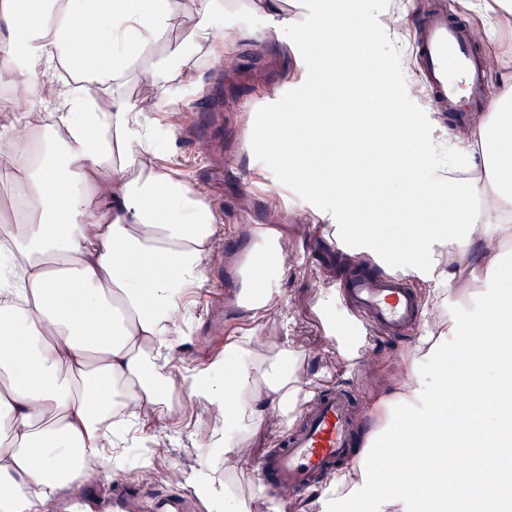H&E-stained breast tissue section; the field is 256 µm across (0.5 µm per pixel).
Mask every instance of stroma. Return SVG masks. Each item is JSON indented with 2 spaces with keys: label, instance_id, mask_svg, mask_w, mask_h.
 <instances>
[{
  "label": "stroma",
  "instance_id": "stroma-1",
  "mask_svg": "<svg viewBox=\"0 0 512 512\" xmlns=\"http://www.w3.org/2000/svg\"><path fill=\"white\" fill-rule=\"evenodd\" d=\"M386 30L367 57L373 67L391 72L389 83L369 89L374 99L396 101L399 112L414 113L421 119L415 149L434 148L440 162L451 159L455 150L456 128L445 124L442 113L434 111L421 84L412 33L426 13L445 9L470 29L485 31L488 17L464 9L461 0H385ZM288 26L255 15L242 22L225 20L224 32L236 40L233 56L220 73L199 67L173 92L181 112V125L172 137L161 143L167 166L187 182L209 181L212 169L223 167L224 185L217 196L221 233L244 235L247 227L237 221L240 211L254 208L256 193L276 192L288 210L277 225L267 226L268 234L286 237L290 246L305 248L306 258H293L283 274L279 306L263 318H252L249 311H234V304L246 300L240 292L244 262L224 259L209 267L203 286L191 289L194 322L188 336L177 346L175 360L190 369H203L224 352V340L253 331L263 332L276 341L293 339L301 354L299 370L315 380L317 389L330 386L354 387V419L359 438H367L376 423L369 416L370 405L389 394L400 379V358L412 352L419 333L427 332L430 317H423L418 332L399 340H389L348 309L336 291L328 286L335 272L349 273V255L344 243L345 225L358 223L357 215L340 216L338 224L322 220L325 198L304 184L281 182L274 165L261 150L258 133L246 128L242 115L255 113L258 124H279L291 117L295 100L307 94L306 86L291 77L292 43L309 19L289 4ZM477 55H493L496 63L488 70L492 85L512 78V26L502 25L496 42L481 41ZM207 92L208 110L203 130H193L191 103L197 93ZM210 141L209 157L198 153L199 141ZM213 412L199 403L188 404L180 423L161 418L146 428L142 441L164 438L167 446L153 459L149 476L136 473L137 466L123 460L107 472L102 489L131 481L146 499L190 495L186 512H206L195 483L169 480L170 469L189 475L202 471L209 453L198 439L200 429L212 427ZM284 427L263 425L234 470V491L248 499L258 493L251 471L252 463L264 449L273 447Z\"/></svg>",
  "mask_w": 512,
  "mask_h": 512
}]
</instances>
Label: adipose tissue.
I'll return each instance as SVG.
<instances>
[{
    "instance_id": "ef3b65f1",
    "label": "adipose tissue",
    "mask_w": 512,
    "mask_h": 512,
    "mask_svg": "<svg viewBox=\"0 0 512 512\" xmlns=\"http://www.w3.org/2000/svg\"><path fill=\"white\" fill-rule=\"evenodd\" d=\"M300 6L315 19L300 38L321 52L295 56L293 70L331 93L345 85L352 114L339 120L313 97L297 100L289 137L269 127L261 138L269 159L285 180L314 184L331 219L363 212L391 182L418 186L393 223L353 227L357 253L411 256L410 270L431 286L427 304L436 316L434 334L419 337L395 390L371 406L377 428L365 446L443 452L442 469L404 480L444 485L457 472L453 451L465 442L473 403L461 393L449 407V387L489 382L484 419L493 448L470 463L495 490L499 450L512 446L504 429L512 414V317L505 314L512 290L498 282L485 291V327L465 354L449 346L438 311L440 289L466 294L481 270L498 267L512 239V162L499 152L512 141V82L501 85L493 112L462 130L469 176L444 192L441 176L421 178L417 167L389 160L393 148L409 147L415 123L384 101L378 108L388 127L376 132L362 108L367 86L388 78L378 68L359 74L357 35L381 17L379 0ZM223 13V0H0V80L10 86L0 109L13 115L0 127V177L28 191L24 219L0 211V512H57L65 490L100 484L104 467L159 412L173 422L183 416L165 400L177 383L220 419L203 435L212 457L196 478L207 512H252L231 479L214 472L240 456L263 423L295 418L304 384L290 341L225 340L223 357L202 371L173 359L190 310L183 294L219 258L216 206L207 184L186 183L167 168L148 117L193 58L222 68L234 50L216 24ZM164 36L171 39L165 61L145 56ZM61 67L79 80L57 77ZM130 79L134 94L112 97ZM328 140L340 155L324 150ZM355 144L375 157L356 188L336 174L339 164H354ZM448 364L450 378L441 371ZM372 483L365 462L342 470L336 504L346 510L367 499L372 512H412L411 497L371 495Z\"/></svg>"
}]
</instances>
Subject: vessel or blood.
<instances>
[{
    "label": "vessel or blood",
    "mask_w": 512,
    "mask_h": 512,
    "mask_svg": "<svg viewBox=\"0 0 512 512\" xmlns=\"http://www.w3.org/2000/svg\"><path fill=\"white\" fill-rule=\"evenodd\" d=\"M416 52L427 94L449 119L462 122L469 112L492 111L493 96L471 36L447 11L424 19ZM463 86L469 90L465 105L458 98ZM344 288L349 303L388 333L411 332L420 322L418 300L402 275L354 276ZM357 456L350 394L331 388L308 404L298 428L257 459L255 475L263 490L284 494L314 486L336 465L351 463Z\"/></svg>",
    "instance_id": "b4317fda"
}]
</instances>
